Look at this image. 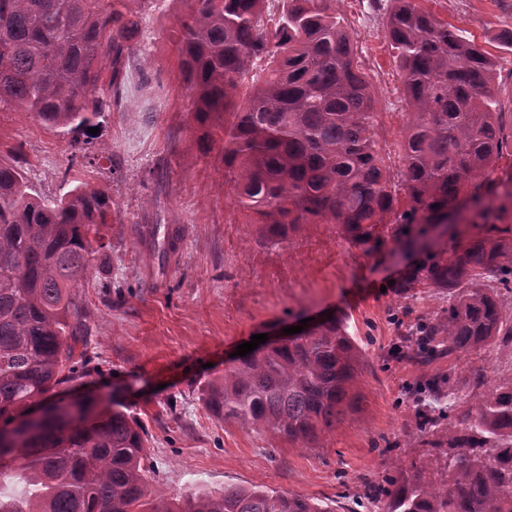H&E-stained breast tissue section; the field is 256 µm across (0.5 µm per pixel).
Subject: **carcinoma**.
Masks as SVG:
<instances>
[{
  "label": "carcinoma",
  "instance_id": "1",
  "mask_svg": "<svg viewBox=\"0 0 512 512\" xmlns=\"http://www.w3.org/2000/svg\"><path fill=\"white\" fill-rule=\"evenodd\" d=\"M148 0H0V112L22 110L71 135L73 148L118 103L123 61ZM175 30L180 72L204 152L222 141L225 182L263 243L288 242L303 224H335L371 248L393 224L402 247L424 254L393 284L422 286L448 306L420 312L405 336L422 366L486 348L512 357V225L433 253L420 237L468 200L496 194V163L512 134L495 111L494 62L459 29L394 0L387 34L409 109L393 178L377 149L375 99L354 59V36L332 0H281L274 26L265 0H186ZM266 62L259 78L254 63ZM112 69L101 82L104 64ZM112 197L87 183L60 199L34 194L22 168L0 162V432L14 434L17 496L0 512H335L265 485L196 492L160 508L138 422L112 401L65 406L54 390L89 373L74 345L87 313L76 288L93 246L105 247ZM359 350L336 315L279 345L237 356L202 390L224 421L289 442H312L351 406ZM413 394L421 421L407 447L423 461L398 464L362 500L374 512H512V374L480 366L464 387L433 376ZM41 411L30 420L27 410ZM448 426H443V421Z\"/></svg>",
  "mask_w": 512,
  "mask_h": 512
}]
</instances>
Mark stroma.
I'll use <instances>...</instances> for the list:
<instances>
[{"instance_id": "stroma-1", "label": "stroma", "mask_w": 512, "mask_h": 512, "mask_svg": "<svg viewBox=\"0 0 512 512\" xmlns=\"http://www.w3.org/2000/svg\"><path fill=\"white\" fill-rule=\"evenodd\" d=\"M488 51L503 112L512 113V0H418ZM357 38L356 57L376 101L378 141L391 170L399 168L408 110L401 73L386 37L391 0H333ZM182 0H148L130 41L117 108L106 113L90 148L71 155L68 136L33 115L0 112V160L19 161L35 193L60 197L81 182L114 202L98 250L77 290L91 314L85 350L91 372L63 385L65 401L93 395L111 408L120 392L125 412L145 432L155 466L153 487L169 503L191 491L263 484L347 512L365 485L382 482L391 462L410 466L422 451L405 445L415 426L410 391L429 373L454 371L467 382L478 366L512 368V359L483 351L430 368L395 355L410 317L389 285L420 254L378 226L373 250L340 235L333 224H306L288 243L262 246L258 227L239 210L216 152L202 153L200 132L182 81L174 30ZM138 224L184 236L167 263L151 256ZM488 225L468 211L449 227L430 228L433 251L455 252ZM125 282L122 290L113 281ZM344 315L366 362L358 401L306 448L215 419L202 386L223 375L238 345L299 315Z\"/></svg>"}]
</instances>
